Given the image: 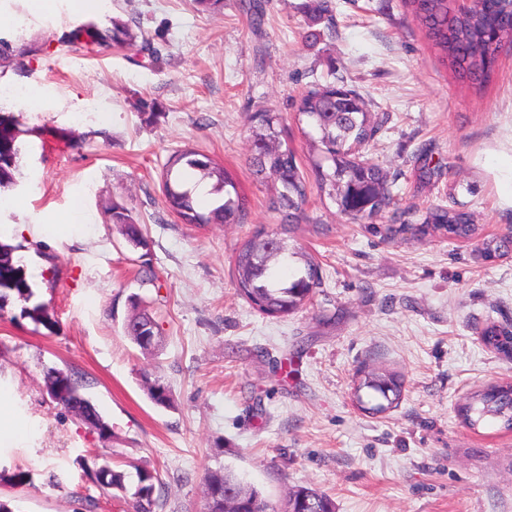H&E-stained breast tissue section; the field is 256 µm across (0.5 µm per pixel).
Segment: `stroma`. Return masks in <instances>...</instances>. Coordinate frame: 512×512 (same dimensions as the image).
Here are the masks:
<instances>
[{
  "label": "stroma",
  "instance_id": "1",
  "mask_svg": "<svg viewBox=\"0 0 512 512\" xmlns=\"http://www.w3.org/2000/svg\"><path fill=\"white\" fill-rule=\"evenodd\" d=\"M306 2L224 0L213 13L196 0H102L77 14L71 0L47 11L0 0V39L16 53L0 62V110L18 119L21 148L0 187V226L58 322L48 333L17 302L0 313V395L28 427L21 443L0 444V499L15 512H125L95 480L98 455L131 479L156 471V512H204L205 475L222 468L275 503L309 487L336 512H512V431L457 414L470 391L512 383V356L479 335L489 322L512 328V251L479 255L483 241L512 238V45L478 87L442 61L408 0H332L312 47ZM116 16L139 21L160 60L69 43L77 26L106 29ZM333 78L384 115L364 153L400 206L466 211L477 231L390 238L389 215L355 222L311 193L295 236L322 283L307 309L268 317L232 276L236 248L279 227L246 162L248 115L259 99L280 112L282 139L309 170L296 103ZM17 90L39 92V111ZM186 146L233 174L242 223L183 224L168 210L163 166ZM426 160L441 168L427 183ZM114 204L141 224L148 257L109 224ZM73 212L75 231L57 235ZM134 295L158 323L148 351L123 330ZM377 366L399 376L403 397L372 415L358 403L379 396L357 381ZM51 369L79 381L111 438L51 398ZM150 380L168 387L169 407L152 402Z\"/></svg>",
  "mask_w": 512,
  "mask_h": 512
}]
</instances>
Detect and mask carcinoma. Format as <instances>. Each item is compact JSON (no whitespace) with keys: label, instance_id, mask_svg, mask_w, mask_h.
Listing matches in <instances>:
<instances>
[{"label":"carcinoma","instance_id":"cac0c4a2","mask_svg":"<svg viewBox=\"0 0 512 512\" xmlns=\"http://www.w3.org/2000/svg\"><path fill=\"white\" fill-rule=\"evenodd\" d=\"M409 3L433 46L459 80L472 85L489 80L497 49L512 44V0H485L483 6L469 8H455L450 0ZM331 13V0H312L305 11L306 44H316L320 31L315 25ZM71 41L108 47L135 46L139 53L153 60L161 54L160 48L140 32V26L133 20L114 18L112 27L105 30L92 25L78 27L71 32ZM297 112L312 129L311 165L320 194L332 200L342 213L362 221L390 212L393 226L389 233L393 236L408 230L450 239H468L475 234L473 216L468 212L441 206H429L420 212L396 206L387 170L362 155V149L382 126L383 118L370 111L355 88L334 81L317 85L300 96ZM282 131V115L265 105H256L250 115L248 166L257 181L270 186L269 208L278 216L280 230L251 236L236 249L234 256L238 294L253 308L276 318L311 304L314 290L321 284L318 263L292 239L298 224L307 218L310 187L295 152L282 143ZM17 138L16 117L0 112V185L13 180L20 155ZM163 177L168 206L184 224H234L244 215L246 200L239 194L233 175L194 148L175 152ZM192 179L211 185L213 202L206 212L198 210L193 191L188 188ZM110 223L119 228L132 246L148 249V240L128 209L112 206ZM15 251V247L0 243V312L18 301L22 303L23 317L54 333L58 322L43 303L32 302L35 293L22 260L14 256ZM290 263L292 275L281 277L280 269ZM480 336L485 346L512 355V329L488 323L481 328ZM45 386L51 396L71 403L74 415L99 431L101 438L111 437L110 426L84 397L71 375L52 370L45 376ZM364 387L380 393L390 405L401 397L398 378L385 369L362 371L358 388ZM458 414L472 429L492 418L501 421L504 429L512 430V384L470 393L459 405ZM93 467L97 483L125 499L130 512H154L156 485L161 483L158 474L142 469L137 472L136 483L128 484L125 474L115 470L106 459H93ZM205 497V512H335V504L327 495L309 488L289 495L280 509L256 488L221 470L207 474Z\"/></svg>","mask_w":512,"mask_h":512}]
</instances>
